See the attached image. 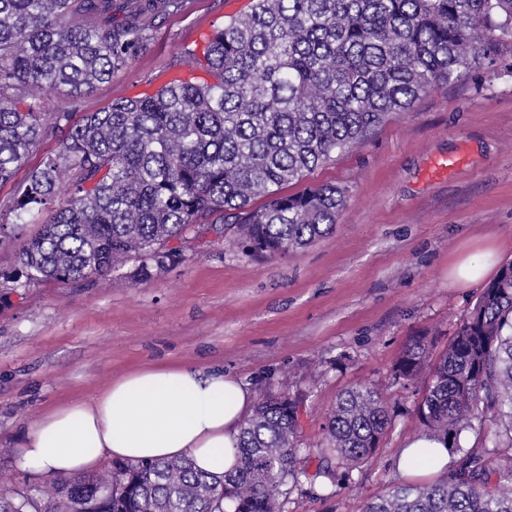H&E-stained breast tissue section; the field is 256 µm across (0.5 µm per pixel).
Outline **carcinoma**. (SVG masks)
Returning <instances> with one entry per match:
<instances>
[{
    "label": "carcinoma",
    "mask_w": 512,
    "mask_h": 512,
    "mask_svg": "<svg viewBox=\"0 0 512 512\" xmlns=\"http://www.w3.org/2000/svg\"><path fill=\"white\" fill-rule=\"evenodd\" d=\"M179 0H0V185L42 139L58 152L28 171L14 210L33 214L73 194L0 272L17 292L89 281L139 262L132 277L178 264L188 235L222 224L255 257L299 252L333 234L346 193L334 185L283 193L363 143L389 116L474 69L512 77V0H252L193 58L208 79L112 102L73 120L46 112L39 91L79 98L137 57L146 30ZM264 198L263 204L253 201ZM417 336L391 368L394 384L426 379L414 416L424 434L456 439L477 421L512 448V264L483 290L448 346ZM302 399L259 395L240 425L236 463L214 475L188 459L114 461L108 488L95 473L57 476L42 508L30 488L0 490V512H282L309 478L299 446ZM386 393L343 390L322 453L347 475L375 453L392 422ZM443 482L397 487L364 512H512V465L491 478L474 448Z\"/></svg>",
    "instance_id": "cac0c4a2"
}]
</instances>
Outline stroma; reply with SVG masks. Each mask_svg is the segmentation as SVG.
<instances>
[{"label":"stroma","instance_id":"stroma-1","mask_svg":"<svg viewBox=\"0 0 512 512\" xmlns=\"http://www.w3.org/2000/svg\"><path fill=\"white\" fill-rule=\"evenodd\" d=\"M249 6L185 0L156 19L138 57L79 103L41 91L45 111L96 112L153 94L202 31ZM448 156L463 165L436 170ZM322 183L345 188L348 200L334 234L301 252L259 259L231 236H209L146 282L130 279L132 260L90 282L41 283L0 303V472L20 487L38 483L16 463L25 427L119 374L170 363L224 369L257 394L303 395L299 443L313 450L341 390L389 389L392 424L371 460L328 479L311 459L284 512H363L368 499L412 483L398 461L416 434L422 387L394 384L391 367L416 336L438 333L443 350L477 302L483 284L451 279L456 262L487 245L512 262V78L477 69L433 87L287 190Z\"/></svg>","mask_w":512,"mask_h":512}]
</instances>
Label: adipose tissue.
I'll list each match as a JSON object with an SVG mask.
<instances>
[{
    "instance_id": "1",
    "label": "adipose tissue",
    "mask_w": 512,
    "mask_h": 512,
    "mask_svg": "<svg viewBox=\"0 0 512 512\" xmlns=\"http://www.w3.org/2000/svg\"><path fill=\"white\" fill-rule=\"evenodd\" d=\"M254 393L223 371L191 366H152L127 373L86 400L68 402L20 435L19 467L44 478L95 469L102 461L170 460L186 457L212 474L235 462L239 426L251 412ZM444 472L443 439L415 436L398 466L414 460Z\"/></svg>"
}]
</instances>
